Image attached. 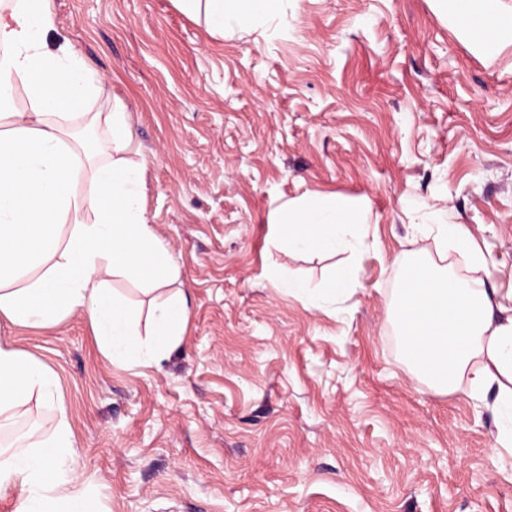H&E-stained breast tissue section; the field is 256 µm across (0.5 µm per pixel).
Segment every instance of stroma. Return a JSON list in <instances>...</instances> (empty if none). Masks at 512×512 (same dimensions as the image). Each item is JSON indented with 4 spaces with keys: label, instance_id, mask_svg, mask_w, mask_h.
Returning a JSON list of instances; mask_svg holds the SVG:
<instances>
[{
    "label": "stroma",
    "instance_id": "1",
    "mask_svg": "<svg viewBox=\"0 0 512 512\" xmlns=\"http://www.w3.org/2000/svg\"><path fill=\"white\" fill-rule=\"evenodd\" d=\"M48 50L126 107L140 202L189 296L182 344L110 361L83 315L0 329L51 368L96 512H512L490 409L432 392L390 314L410 212L480 247L512 303V45L487 56L434 0H287L212 36L172 0H50ZM310 194L367 210L362 288L312 310L266 275L318 284L343 255L267 237Z\"/></svg>",
    "mask_w": 512,
    "mask_h": 512
}]
</instances>
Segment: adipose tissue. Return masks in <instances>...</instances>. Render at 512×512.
Masks as SVG:
<instances>
[{
    "mask_svg": "<svg viewBox=\"0 0 512 512\" xmlns=\"http://www.w3.org/2000/svg\"><path fill=\"white\" fill-rule=\"evenodd\" d=\"M208 31L248 30L277 16L282 0H172ZM499 0H459L451 14L465 38L483 52L512 45V24ZM49 0L0 5V318L18 327L50 328L82 313L112 361L150 366L179 347L185 333L184 291L162 295L180 270L148 224L140 205L141 171L126 158L132 131L125 112H92L97 77L69 47L46 50L54 25ZM25 93L28 104L18 107ZM81 104L61 112L60 97ZM107 130L98 156L83 145L85 130ZM411 226L417 249L396 262L402 279L392 300L406 358L414 373L439 393L466 389L487 402L496 436L492 452L512 456V313L496 299L487 260L459 225L437 221L431 208ZM368 215L335 199L311 194L284 204L270 218L272 241L290 253L343 254L318 287L297 279L277 284L307 307L323 309L360 288L358 257L367 249ZM456 253L465 278L449 276L438 260ZM122 277L145 284L148 303L112 287ZM59 404L56 374L0 338V428L30 400ZM75 441L66 414L25 445L0 448V493L21 487L16 512H92L75 488L70 461Z\"/></svg>",
    "mask_w": 512,
    "mask_h": 512,
    "instance_id": "adipose-tissue-1",
    "label": "adipose tissue"
}]
</instances>
